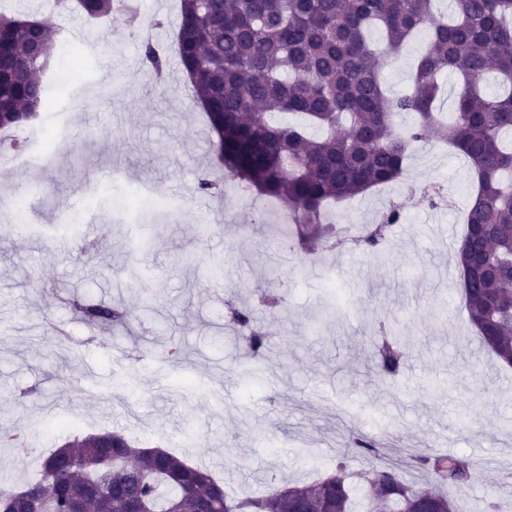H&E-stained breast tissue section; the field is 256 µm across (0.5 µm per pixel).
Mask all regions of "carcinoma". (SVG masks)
Wrapping results in <instances>:
<instances>
[{
    "instance_id": "obj_1",
    "label": "carcinoma",
    "mask_w": 512,
    "mask_h": 512,
    "mask_svg": "<svg viewBox=\"0 0 512 512\" xmlns=\"http://www.w3.org/2000/svg\"><path fill=\"white\" fill-rule=\"evenodd\" d=\"M123 0H56L61 9L90 18L117 13ZM434 0H181L174 52L216 135L213 150L224 176L267 198L288 200L284 225L310 253L325 252L341 230L333 203L399 179L411 147L435 134L474 165L478 180L455 247L463 272L462 295L484 347L512 366V0H451L437 17ZM426 50L415 63L409 90L392 96L381 70L421 28ZM55 34L37 20L0 16V129L50 106L44 74ZM144 58L158 74L165 57L152 44ZM461 82L453 115L438 119L434 103L441 79ZM497 90L483 89L488 79ZM285 112L300 122H275ZM415 116L409 127L396 119ZM402 207H386L356 241L380 256L387 230ZM93 325L123 324L119 307L71 302ZM377 372L396 376L401 356L395 317L377 320ZM230 328L251 358L264 356L265 336L254 309L230 310ZM349 453L376 461L365 479L368 512H451L444 485L470 478L474 464L454 455L409 453L386 459L377 443L352 437ZM425 473L431 485L409 483L404 472ZM352 472H336L310 485L272 476L267 492L233 497L211 473L158 448L134 444L114 431L94 443L65 444L26 484L27 512H354Z\"/></svg>"
}]
</instances>
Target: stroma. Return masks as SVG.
I'll return each mask as SVG.
<instances>
[{
    "mask_svg": "<svg viewBox=\"0 0 512 512\" xmlns=\"http://www.w3.org/2000/svg\"><path fill=\"white\" fill-rule=\"evenodd\" d=\"M159 29L129 30L120 17L101 26L55 0H0V15H32L76 51L57 49L49 87L67 84L80 55L87 84L65 139L47 163L0 171V487L25 481L16 447L42 459L54 448L103 430L144 431L169 446L193 432L178 454L207 467L228 490L263 486L270 475L310 481L330 474L349 435L404 450L490 458L469 483L450 489L455 512H512V367L496 365L468 322L460 276L440 234L459 239L453 208L426 210L428 186L450 201L469 199L464 159L437 139L416 145L397 181L335 209L343 225L374 223L391 197L406 220L393 225L384 259L359 246L324 256L325 274L268 253L288 214L282 201L240 198L214 166L213 134L177 57L163 75L145 66V42L175 39L180 0H139ZM426 43L411 38L382 70L389 93H404ZM221 180L199 193L201 177ZM151 187L176 188L173 209L129 216L116 201ZM90 202L95 236L57 253L48 228L74 202ZM287 286L283 308H257L269 338L251 383L246 350L225 322L230 303ZM125 308L129 328L101 333L67 298ZM334 317L311 320L325 302ZM399 320L403 367L388 383L372 369L376 321Z\"/></svg>",
    "mask_w": 512,
    "mask_h": 512,
    "instance_id": "stroma-1",
    "label": "stroma"
}]
</instances>
